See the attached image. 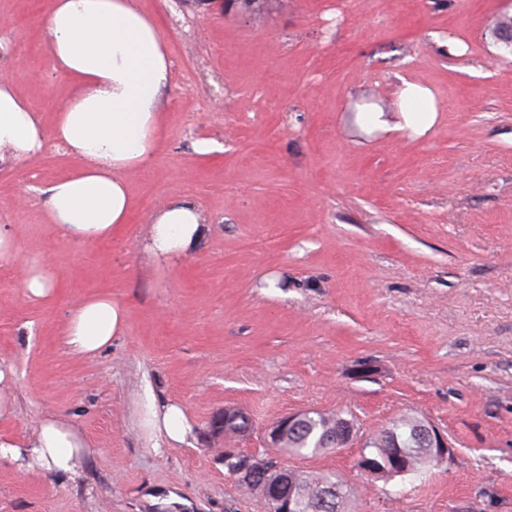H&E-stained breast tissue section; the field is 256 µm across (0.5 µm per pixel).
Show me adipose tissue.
<instances>
[{
  "mask_svg": "<svg viewBox=\"0 0 512 512\" xmlns=\"http://www.w3.org/2000/svg\"><path fill=\"white\" fill-rule=\"evenodd\" d=\"M43 24L50 59L70 78L72 94L47 133L0 73V164L37 156L50 141L79 156L78 170L43 189V205L61 238L101 239L127 221L133 206L128 175L161 149L170 63L157 26L137 0H49ZM398 98L403 128L424 136L436 119L431 89L405 80ZM207 230L195 204L173 201L151 216L144 248L154 259H172L192 251ZM125 317L109 296L83 300L71 314L66 343L76 353L96 355L123 332ZM147 423L170 446L184 443L192 430L174 402L150 406ZM91 452L83 434L55 418L24 440L0 434V460L25 472L75 477Z\"/></svg>",
  "mask_w": 512,
  "mask_h": 512,
  "instance_id": "obj_1",
  "label": "adipose tissue"
}]
</instances>
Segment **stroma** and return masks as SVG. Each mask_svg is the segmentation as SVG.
<instances>
[{"instance_id": "stroma-1", "label": "stroma", "mask_w": 512, "mask_h": 512, "mask_svg": "<svg viewBox=\"0 0 512 512\" xmlns=\"http://www.w3.org/2000/svg\"><path fill=\"white\" fill-rule=\"evenodd\" d=\"M47 0H0V72L44 126L69 89L49 59ZM171 63L163 145L130 174L137 207L100 241H60L41 189L65 150L0 165V363L13 370L0 433L49 417L93 444L80 475L0 461V512H267L224 466L225 408L252 421L236 450L294 412L352 413L358 439L290 467L334 471L353 512H512V0H140ZM429 86L432 129L361 131L370 100L398 115L402 80ZM213 144L211 153L197 149ZM186 198L208 219L188 255L142 249L147 219ZM47 268L50 300L26 296ZM101 294L122 335L73 353L74 307ZM172 401L188 443L155 446L148 399ZM401 415L447 434L423 476L380 478L360 442Z\"/></svg>"}]
</instances>
